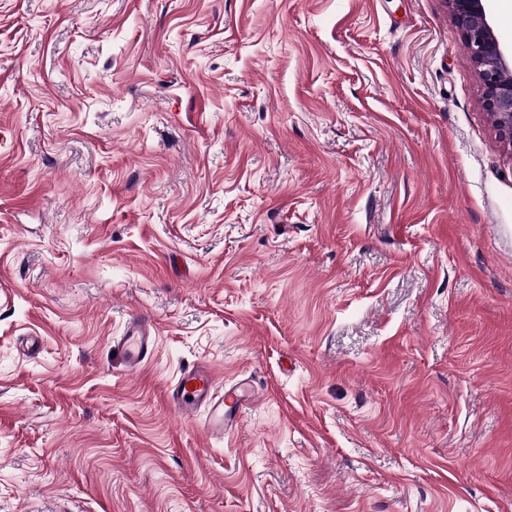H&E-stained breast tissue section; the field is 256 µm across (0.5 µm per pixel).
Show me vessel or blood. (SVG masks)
<instances>
[{
    "mask_svg": "<svg viewBox=\"0 0 512 512\" xmlns=\"http://www.w3.org/2000/svg\"><path fill=\"white\" fill-rule=\"evenodd\" d=\"M124 361L136 370L152 357L156 338L153 324L144 318H131L117 339ZM166 401L182 418L200 420L202 430L210 437L221 439L239 424L245 410L256 405L261 394L256 387L240 383L219 385L208 365L186 367L165 392ZM205 418H198V410Z\"/></svg>",
    "mask_w": 512,
    "mask_h": 512,
    "instance_id": "vessel-or-blood-1",
    "label": "vessel or blood"
}]
</instances>
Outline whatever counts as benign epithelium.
Masks as SVG:
<instances>
[{"label": "benign epithelium", "mask_w": 512, "mask_h": 512, "mask_svg": "<svg viewBox=\"0 0 512 512\" xmlns=\"http://www.w3.org/2000/svg\"><path fill=\"white\" fill-rule=\"evenodd\" d=\"M487 2L448 0V10L462 33L498 138L512 147V80L503 77L512 71V49L496 36Z\"/></svg>", "instance_id": "1"}]
</instances>
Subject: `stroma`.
<instances>
[{
	"label": "stroma",
	"mask_w": 512,
	"mask_h": 512,
	"mask_svg": "<svg viewBox=\"0 0 512 512\" xmlns=\"http://www.w3.org/2000/svg\"><path fill=\"white\" fill-rule=\"evenodd\" d=\"M195 363L265 392L224 440ZM0 512H512V147L446 0H0ZM117 346L127 367L139 369L152 358L156 347L153 324L145 318H131L118 337Z\"/></svg>",
	"instance_id": "stroma-1"
}]
</instances>
